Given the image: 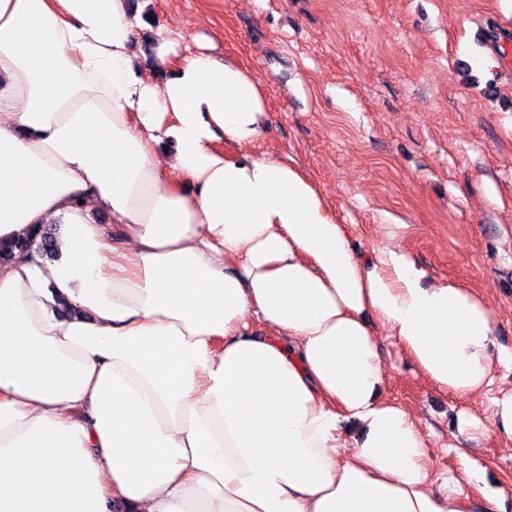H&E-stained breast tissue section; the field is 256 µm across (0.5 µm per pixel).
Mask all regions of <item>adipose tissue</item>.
Here are the masks:
<instances>
[{
    "label": "adipose tissue",
    "instance_id": "1",
    "mask_svg": "<svg viewBox=\"0 0 512 512\" xmlns=\"http://www.w3.org/2000/svg\"><path fill=\"white\" fill-rule=\"evenodd\" d=\"M143 26L128 0H0V240L60 227L56 259L0 264V512H502L380 397L385 336L437 387L489 390L512 365L489 305L354 249L249 152L255 73L143 52ZM484 420L512 439V392L459 430Z\"/></svg>",
    "mask_w": 512,
    "mask_h": 512
}]
</instances>
